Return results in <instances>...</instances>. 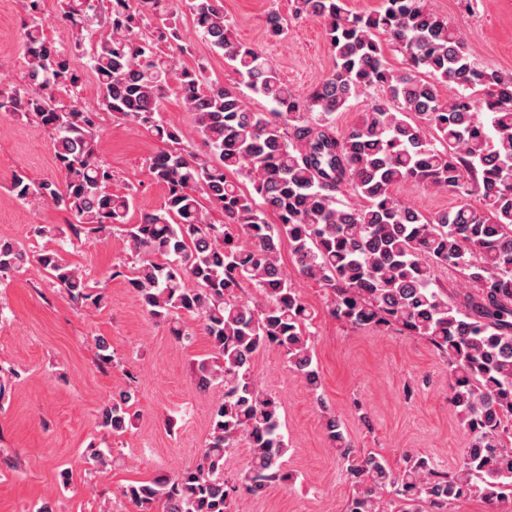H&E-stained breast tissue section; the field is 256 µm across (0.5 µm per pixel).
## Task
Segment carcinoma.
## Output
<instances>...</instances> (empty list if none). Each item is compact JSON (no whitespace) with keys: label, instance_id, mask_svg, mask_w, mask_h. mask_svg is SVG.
<instances>
[{"label":"carcinoma","instance_id":"obj_1","mask_svg":"<svg viewBox=\"0 0 512 512\" xmlns=\"http://www.w3.org/2000/svg\"><path fill=\"white\" fill-rule=\"evenodd\" d=\"M24 18V84L0 87V112L41 126L49 135L61 181L13 174L20 201L67 213L65 227L41 234L76 244L118 228L133 266L129 287L179 341L199 320L212 357L196 363V387H219L208 441L198 463L123 496L158 512H238L246 495L290 486L288 444L279 432L280 400L256 380L253 359L284 354L322 402L311 331L315 310L281 263L288 243L296 274L327 291L329 314L352 327H390L426 339L445 358L449 401L468 437L452 471L407 453L397 467L355 448L336 415L322 426L352 487L346 512H446L462 498L489 512L512 505V74L480 65L462 35L427 0H382L354 13L346 0H293L298 17L317 19L333 55L331 72L298 97L261 50L240 41L224 0H185L197 36L237 76L226 86L207 66L180 58L190 41L165 0H58L59 19L77 40L58 47L45 32L41 0H20ZM270 37L287 34L277 12L265 18ZM406 69L390 68L384 42ZM165 44L171 53L160 51ZM87 58L100 88L99 111L79 96L75 58ZM454 94L443 99L438 87ZM265 99L256 110L242 88ZM376 91L366 112L342 135L335 115ZM176 91L192 118L187 132L166 123L162 104ZM145 130L158 144L146 161L149 179L166 188L158 208H137L132 193L112 192L102 152L104 116ZM207 154L195 150V140ZM247 181L251 189L242 188ZM413 182L460 198L451 210L421 213L393 189ZM345 187L362 200L340 207ZM477 194L483 206L468 203ZM224 215L215 224L209 209ZM138 211L136 221L130 213ZM36 266L76 302L101 295L56 249L31 252L0 238V281ZM461 277L453 298L436 273ZM133 395L106 404L98 426L128 429ZM250 448L242 473H224L240 441ZM112 461L93 448L88 471Z\"/></svg>","mask_w":512,"mask_h":512}]
</instances>
